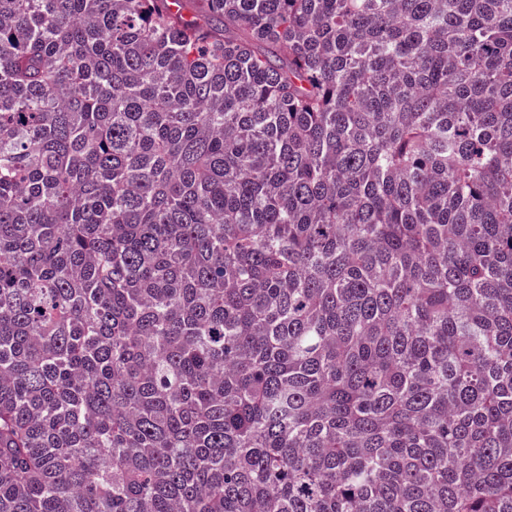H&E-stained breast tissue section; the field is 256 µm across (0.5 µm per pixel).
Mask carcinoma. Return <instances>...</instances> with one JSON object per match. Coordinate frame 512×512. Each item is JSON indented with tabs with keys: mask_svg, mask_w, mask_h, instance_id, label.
Listing matches in <instances>:
<instances>
[{
	"mask_svg": "<svg viewBox=\"0 0 512 512\" xmlns=\"http://www.w3.org/2000/svg\"><path fill=\"white\" fill-rule=\"evenodd\" d=\"M0 512H512V0H0Z\"/></svg>",
	"mask_w": 512,
	"mask_h": 512,
	"instance_id": "obj_1",
	"label": "carcinoma"
}]
</instances>
